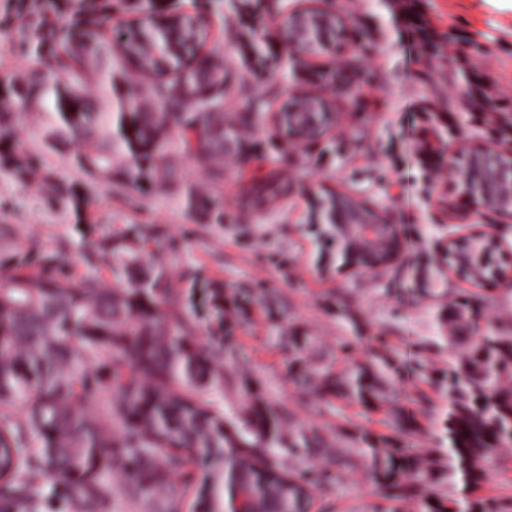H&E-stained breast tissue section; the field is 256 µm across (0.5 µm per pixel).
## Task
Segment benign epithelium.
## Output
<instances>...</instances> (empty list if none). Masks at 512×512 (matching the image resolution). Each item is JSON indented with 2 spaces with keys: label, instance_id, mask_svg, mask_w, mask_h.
I'll return each instance as SVG.
<instances>
[{
  "label": "benign epithelium",
  "instance_id": "benign-epithelium-1",
  "mask_svg": "<svg viewBox=\"0 0 512 512\" xmlns=\"http://www.w3.org/2000/svg\"><path fill=\"white\" fill-rule=\"evenodd\" d=\"M332 14L309 11L288 18L282 29L284 44L299 53L308 52L310 41L321 37L317 23ZM335 123V113L278 112L276 131L295 143L325 135ZM448 180L463 204V219L470 221L487 212L512 218V145L491 147L471 143L448 157ZM310 223L330 226V234L346 254L348 266L358 272L385 268L404 250L400 228L384 210L365 205L341 193H312ZM502 248L493 233L477 230L448 237L443 256L448 271L479 285L487 281L512 283V261L493 265L492 253Z\"/></svg>",
  "mask_w": 512,
  "mask_h": 512
}]
</instances>
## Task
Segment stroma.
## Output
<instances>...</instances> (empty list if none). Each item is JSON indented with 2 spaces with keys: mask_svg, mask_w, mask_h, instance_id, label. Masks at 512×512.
I'll use <instances>...</instances> for the list:
<instances>
[{
  "mask_svg": "<svg viewBox=\"0 0 512 512\" xmlns=\"http://www.w3.org/2000/svg\"><path fill=\"white\" fill-rule=\"evenodd\" d=\"M105 15H88L86 27L112 37L141 18L140 0H110ZM171 13L201 16L208 24L206 52L224 68L223 119L237 139L259 144L251 161L236 152L216 158L224 173L197 165L171 143L166 158L183 193L166 190L165 180L109 187L80 169L71 156L44 144L53 116L24 103L21 94L34 71L32 31L0 27V98L11 114L0 155L31 156L38 165L24 176L0 166V276L16 263L41 253L61 252L68 272L83 276L86 247L121 239L138 229L144 258L162 263L184 282L217 281L226 310L236 311L239 291L253 294L249 312L235 323L239 345L234 364L258 393L227 392L210 386L195 396L232 422L263 395L292 411L295 421L315 425L336 442L352 436L397 435L421 448H440V410L445 400L426 382L387 381L384 403L361 406L340 398L303 393L288 373L282 341L309 339L312 361L338 356V371L371 359L376 337H384L406 364L420 371L448 367L449 295L489 297L480 324L512 336V285H476L448 273L439 258L449 236L463 232L455 209L457 194L446 176L406 166L403 117L417 109V133L426 144L449 153L468 143L512 144L471 106L486 90L499 112L512 114V0H422L434 33L428 58L410 69L408 49L394 0H166ZM340 15L359 53L326 51L299 56L285 48L279 29L290 13L306 9ZM345 71L356 91L344 94L323 80ZM276 83L251 122H241V88L263 93ZM324 98L338 115L335 130L301 144L274 128L281 98L289 92ZM68 186L56 200L45 173ZM53 180V181H54ZM340 191L387 210L400 221L407 246L402 261L377 274H358L340 252L326 248L323 226L307 221L311 190ZM210 196L222 222L204 221L190 208L187 191ZM406 411L400 430L387 426V408ZM340 512H366L380 503L364 468L342 472Z\"/></svg>",
  "mask_w": 512,
  "mask_h": 512,
  "instance_id": "1",
  "label": "stroma"
}]
</instances>
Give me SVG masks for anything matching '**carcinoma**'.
Instances as JSON below:
<instances>
[{
  "label": "carcinoma",
  "mask_w": 512,
  "mask_h": 512,
  "mask_svg": "<svg viewBox=\"0 0 512 512\" xmlns=\"http://www.w3.org/2000/svg\"><path fill=\"white\" fill-rule=\"evenodd\" d=\"M76 25L56 31L53 55L42 54V39L31 38L34 61L47 73L29 83L30 98L52 108L55 120L47 145L73 154L93 178L119 185L162 173L167 131L189 134L187 149L202 165L224 154L234 138L219 112H197L189 100L223 87L220 65L203 56L195 73L166 79L178 71L189 44L207 40L204 25L174 14L159 28L147 22L118 49L144 75L154 77L141 92L160 111L143 109L132 95L112 111V51L96 30L72 41ZM99 73L107 92L105 107L93 109L85 95L87 75ZM118 140H112V126ZM132 163L116 168V156ZM143 247L127 239L109 240L85 255L93 265L106 262L127 288H104L93 277H75L55 254L19 263L0 281V512H37L48 493L77 504L82 512H101L112 500V466L128 477L124 489L134 500H165L170 473L195 466L224 465V509H233L241 492L251 496L253 512H310L313 491L326 493L340 472L366 465L394 503L384 512H401L416 498L418 512H502L498 498L480 493L499 451L512 447V338L487 331L459 336L467 321V301L455 302L448 331V372L431 378L448 401L443 430L448 447L415 448L404 441L363 435L349 448H333L315 426L293 430L291 450L312 459H333L336 470H285L276 445L285 414L273 404L247 410L244 427L231 433L224 419L186 392L196 384L232 390L241 381L219 373V363L237 359L234 325L217 294L204 299L209 328L224 337V348L205 350L192 337L196 322L181 307L183 289L162 266L148 264ZM306 336L294 337L288 367L304 390L342 393L361 405L379 399L377 381L405 369L399 353L380 342L374 358L346 376L333 365L313 367L305 355ZM20 407L16 415L7 413ZM120 426L115 438L102 422ZM475 496L460 504L457 483ZM448 486L443 496L439 487Z\"/></svg>",
  "instance_id": "carcinoma-1"
}]
</instances>
